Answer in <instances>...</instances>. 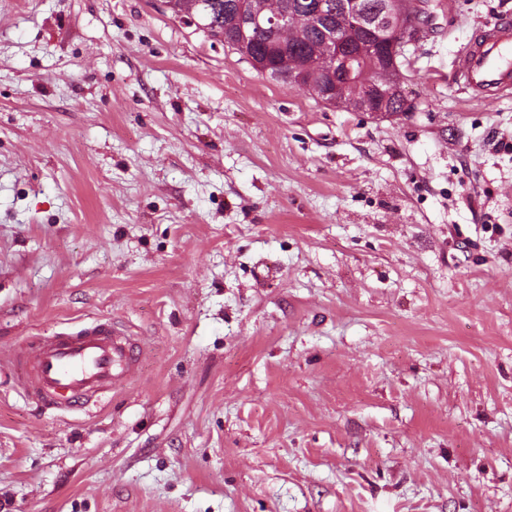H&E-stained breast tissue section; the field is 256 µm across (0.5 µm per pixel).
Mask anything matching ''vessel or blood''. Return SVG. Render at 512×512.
<instances>
[{
    "mask_svg": "<svg viewBox=\"0 0 512 512\" xmlns=\"http://www.w3.org/2000/svg\"><path fill=\"white\" fill-rule=\"evenodd\" d=\"M452 79L478 101L512 93L511 15L464 49ZM142 351L137 337L102 316L30 337L15 351L13 368L29 399L84 411L128 379Z\"/></svg>",
    "mask_w": 512,
    "mask_h": 512,
    "instance_id": "b4317fda",
    "label": "vessel or blood"
}]
</instances>
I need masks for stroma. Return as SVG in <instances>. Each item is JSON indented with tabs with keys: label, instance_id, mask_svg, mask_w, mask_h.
I'll return each instance as SVG.
<instances>
[{
	"label": "stroma",
	"instance_id": "obj_1",
	"mask_svg": "<svg viewBox=\"0 0 512 512\" xmlns=\"http://www.w3.org/2000/svg\"><path fill=\"white\" fill-rule=\"evenodd\" d=\"M376 119L164 0H0V512H512V95L449 78L512 0H424ZM145 353L90 410L25 337ZM62 325L67 326L19 346L13 368L29 399L85 411L128 379L143 348L109 316Z\"/></svg>",
	"mask_w": 512,
	"mask_h": 512
}]
</instances>
